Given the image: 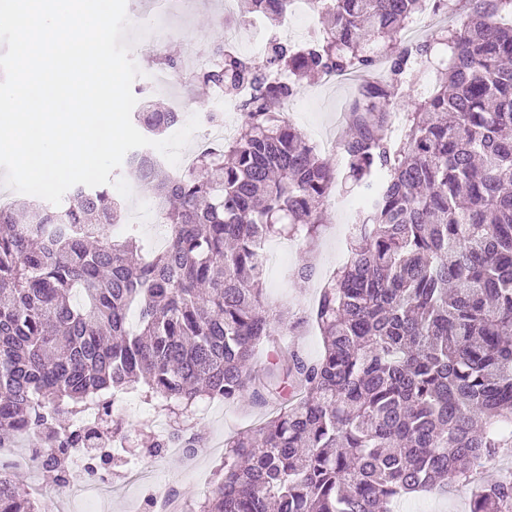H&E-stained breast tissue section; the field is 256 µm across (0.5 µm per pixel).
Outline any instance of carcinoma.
Segmentation results:
<instances>
[{"label":"carcinoma","instance_id":"cac0c4a2","mask_svg":"<svg viewBox=\"0 0 512 512\" xmlns=\"http://www.w3.org/2000/svg\"><path fill=\"white\" fill-rule=\"evenodd\" d=\"M427 1L455 11V0H314L317 41L274 38L259 58L213 43L197 85L247 90L237 135L180 175L147 148L127 169L168 226L160 252L102 233L125 210L105 185L75 187L62 207L0 206V447L40 433L56 490L79 445L95 452L91 475L119 467L98 443L103 432L125 440L106 424V401L141 381L184 418L203 397L284 404L224 443L199 512H392L402 497L457 486L471 487L469 512H512V480L474 483L477 468L512 454V24L501 22L512 0H464L446 81L394 136L390 88L431 63L428 44L399 33ZM239 2L275 25L290 0ZM375 39L387 77L362 87L341 147L344 179L368 209L310 318L296 317L265 300L263 249L283 233L316 237L337 168L285 107L301 76L370 70ZM134 119L157 138L182 115L149 104ZM310 320L318 359L290 346L268 380L253 376L259 345ZM94 399L98 422L73 427ZM198 445L175 429L148 450ZM46 510L0 466V512Z\"/></svg>","mask_w":512,"mask_h":512}]
</instances>
